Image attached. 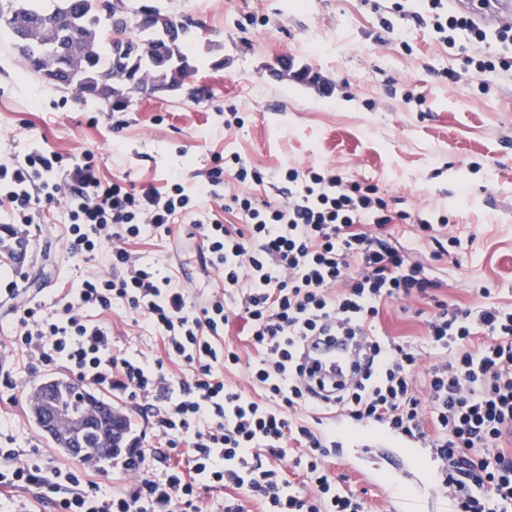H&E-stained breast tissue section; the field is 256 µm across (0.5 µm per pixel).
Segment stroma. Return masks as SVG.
I'll return each instance as SVG.
<instances>
[{
  "mask_svg": "<svg viewBox=\"0 0 512 512\" xmlns=\"http://www.w3.org/2000/svg\"><path fill=\"white\" fill-rule=\"evenodd\" d=\"M172 17L187 15L202 27L193 54L197 74L174 91L137 95L120 108L80 101L16 69L18 55L0 35V162L34 147L71 162L93 151L102 180L125 178L134 187H164L171 173L194 184L239 154L264 174L263 184L238 185L240 194L282 201L274 173L286 166H329L345 177L378 186L397 208L447 215L462 245L436 261L433 246L404 230L415 258L441 284L440 299L475 308L512 305V71L482 89L465 72L458 50L431 28L400 18L391 0H159ZM392 32H385L383 20ZM238 123H229L230 114ZM57 205L33 229L15 271L28 298L52 306L78 287L87 272H108L105 253H74ZM145 264L208 293L219 284L198 260L185 233L170 242L134 246ZM489 288L483 297L481 288ZM429 300L391 302L379 330L422 345ZM112 328L115 351L160 354L146 324H133L122 302L101 315ZM63 369L31 368L0 337V448H35L48 460L62 456L35 426L31 388ZM441 463L430 448L384 431L372 454L352 443L337 449L332 476L355 490L368 512H387L384 493L370 475L412 485L419 512H453L437 489Z\"/></svg>",
  "mask_w": 512,
  "mask_h": 512,
  "instance_id": "obj_1",
  "label": "stroma"
}]
</instances>
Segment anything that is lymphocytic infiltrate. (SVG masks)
Returning <instances> with one entry per match:
<instances>
[{
	"label": "lymphocytic infiltrate",
	"instance_id": "1",
	"mask_svg": "<svg viewBox=\"0 0 512 512\" xmlns=\"http://www.w3.org/2000/svg\"><path fill=\"white\" fill-rule=\"evenodd\" d=\"M413 12L439 40L478 45L487 31L445 0H426ZM504 51L466 55L463 64L481 87L512 69V26L495 35ZM285 200L273 205L223 193L225 178L262 184L260 172L237 154L185 186L170 175L165 191L129 189L102 181L92 152L64 164L61 154L35 148L0 163V252L23 253L38 208L65 200L73 252L106 251L111 274H92L53 310L23 298L11 275L0 295L19 301L10 343L29 365L64 368L80 383L116 392L129 412L155 431L158 444L125 448L122 468L133 484L101 493L90 456L57 463L37 450L0 448V489L28 494L53 512H244L243 490L261 512H365L362 499L329 475L326 461L336 433L322 428L327 413H343L360 427L392 429L427 442L445 462L439 489L458 512H512V306L463 308L433 297L438 282L408 249L383 236L390 224H414L435 245L434 259L460 247L448 219L394 212L375 184L335 169L287 167ZM214 207L202 209L199 199ZM240 225L222 223L218 211ZM188 224L200 239L202 266L221 287L206 296L141 263L134 241L167 238ZM235 297L247 338L258 356L242 362L224 344L226 300ZM433 299L424 347L377 333L382 303ZM121 301L159 333L164 358L117 353L101 312ZM351 336L358 343L354 379L335 399L313 396L304 349L314 336ZM436 360L425 376L423 350ZM246 366L254 394L226 385L225 370ZM304 450L305 480L285 476L286 445ZM217 490L206 502L203 493Z\"/></svg>",
	"mask_w": 512,
	"mask_h": 512
}]
</instances>
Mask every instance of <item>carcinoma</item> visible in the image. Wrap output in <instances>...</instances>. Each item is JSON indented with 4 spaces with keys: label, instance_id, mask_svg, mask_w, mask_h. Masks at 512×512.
Returning <instances> with one entry per match:
<instances>
[{
    "label": "carcinoma",
    "instance_id": "carcinoma-1",
    "mask_svg": "<svg viewBox=\"0 0 512 512\" xmlns=\"http://www.w3.org/2000/svg\"><path fill=\"white\" fill-rule=\"evenodd\" d=\"M16 19L0 29L11 37L30 36L27 44L15 43L27 74L40 75L63 47L70 52L68 66L54 75L53 83L76 93L90 94L103 77L112 89L103 104L129 102L135 94L148 93L171 81H185L197 71L191 52L199 24L186 16L164 33L155 24L141 20L146 0H113L105 11L103 0H9ZM124 47V67L115 65L114 53ZM138 77L128 81L125 69ZM30 410L37 425L54 439L60 453L83 449L100 462H110L122 447L130 421L112 404L79 385L52 379L33 389ZM89 414L97 425L81 426Z\"/></svg>",
    "mask_w": 512,
    "mask_h": 512
}]
</instances>
